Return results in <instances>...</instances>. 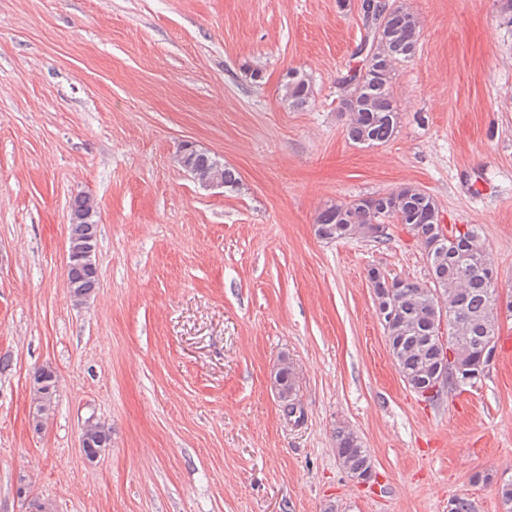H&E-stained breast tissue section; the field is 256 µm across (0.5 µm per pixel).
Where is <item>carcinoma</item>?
Here are the masks:
<instances>
[{
	"instance_id": "1",
	"label": "carcinoma",
	"mask_w": 512,
	"mask_h": 512,
	"mask_svg": "<svg viewBox=\"0 0 512 512\" xmlns=\"http://www.w3.org/2000/svg\"><path fill=\"white\" fill-rule=\"evenodd\" d=\"M361 11L362 31L354 49L359 56L367 49L371 57L365 72L348 70L340 78L343 94L338 111L345 115V135L359 146H380L399 132L400 112L393 95L397 66L414 61L419 52L421 21L402 0H370ZM282 100L292 110H304L313 101L310 80L304 72L291 68L281 81ZM403 224L420 239L429 261V282L406 280L393 298L397 318L384 330L388 351L398 359L397 371L415 393L431 384L438 365L439 348L435 335L431 290L440 292L447 309L448 347L456 352V361L477 367L488 338H498L499 324L494 316L498 300L491 287V264L480 229L466 225L467 231H448L441 224L435 198L415 185H402L384 194L366 196L349 202L329 203L318 212L314 232L325 240L370 238L372 225ZM67 281L74 295L85 301L99 284L98 267L78 259L67 264ZM295 372L283 360L277 371L281 393L295 391ZM55 372L40 367L33 372L30 387L31 422L43 426L56 398ZM111 428L94 416L86 418L80 429L83 451L90 460L110 445ZM337 456L345 470L361 481L371 477L367 450L353 432L336 431Z\"/></svg>"
}]
</instances>
